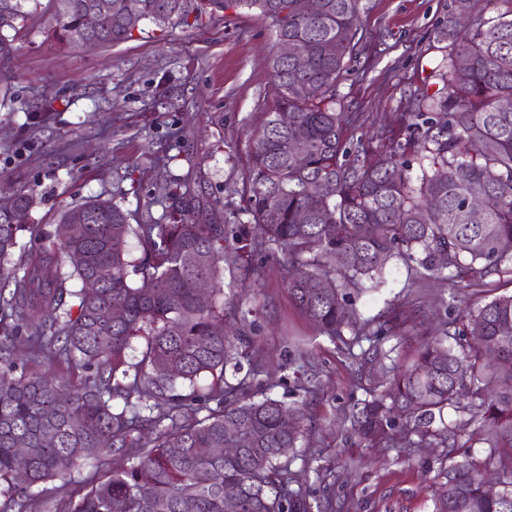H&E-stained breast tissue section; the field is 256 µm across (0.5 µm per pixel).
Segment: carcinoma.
Returning <instances> with one entry per match:
<instances>
[{
    "label": "carcinoma",
    "instance_id": "1",
    "mask_svg": "<svg viewBox=\"0 0 512 512\" xmlns=\"http://www.w3.org/2000/svg\"><path fill=\"white\" fill-rule=\"evenodd\" d=\"M50 2L49 36L71 49L118 45L144 21L193 27L230 6L255 8L275 41L293 42L304 64L271 53L276 105L250 156L246 221L234 213L222 223L199 222L198 196L181 178L163 221L131 224L115 202L91 198L60 217L63 224L89 214L83 234L58 230L50 246L21 242L36 231L33 190L18 189L12 211H0V480L23 471L30 487L137 447L136 464L109 471L61 512H225L229 489L238 492L237 512H336L332 499L313 505L292 487L288 451L306 433L304 407L254 400L246 379L224 380L255 331L251 311L222 299L224 270L244 283L249 261L272 258L319 334L334 340L354 329L369 342L361 370L385 376L383 390L352 408V435L367 447L403 440L411 448H453L478 421L488 432L486 458L440 470L433 512H512V293L435 326L400 310L359 326L351 301V291L380 284L395 256L453 288L512 276V110L499 108L512 101V0H499L505 10L488 19L489 0H459L440 21L448 56L411 94V109L385 136L377 163L366 142L344 140V113L336 110L361 0H320L315 14L305 0H138L137 13L127 0ZM91 10L100 19L94 42L86 37ZM487 197L492 208L473 216L472 205ZM132 237L142 247L138 258L128 248ZM114 306L125 312L119 322L110 318ZM412 330L423 343L411 364L399 365L385 343ZM134 336L145 337V346L127 382ZM35 358L63 372L29 375ZM202 375L212 377L205 393H179ZM447 408L460 418L432 430ZM237 434L249 447L230 457L212 453L232 447ZM23 442L32 453L19 451ZM489 468L501 483L494 496L481 490Z\"/></svg>",
    "mask_w": 512,
    "mask_h": 512
}]
</instances>
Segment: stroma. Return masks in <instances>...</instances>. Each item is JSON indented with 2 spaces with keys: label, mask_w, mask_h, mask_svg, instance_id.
Listing matches in <instances>:
<instances>
[{
  "label": "stroma",
  "mask_w": 512,
  "mask_h": 512,
  "mask_svg": "<svg viewBox=\"0 0 512 512\" xmlns=\"http://www.w3.org/2000/svg\"><path fill=\"white\" fill-rule=\"evenodd\" d=\"M451 3L362 0L349 70L336 86L338 108L358 117L345 128L348 140L398 126L411 90L446 53L435 29ZM27 10L8 32L16 52L0 67V194L35 190L38 242L51 244L61 213L91 197L115 199L135 224L159 219L176 177H189L200 199H219L224 212L243 210L249 155L275 98L274 36L258 10L229 8L198 28L161 29L147 21L123 43L75 51L48 41V0H29ZM163 84L170 89L165 105L157 96ZM48 102L54 110L38 124L34 116ZM177 130L182 158L163 164ZM382 279L356 298L361 319L397 306L441 317L488 298V285L451 288L397 258ZM244 290L259 307L255 343L243 354L258 367L254 383L308 407V429L289 457L310 501L333 497L341 512H433L434 478L449 457L484 460L487 443L476 424L451 450L354 443L345 413L370 388L356 360L361 345L319 335L292 303L276 261L256 265L248 287L225 278V297ZM135 457H111L103 467L90 460L65 478L27 488L28 508L49 512Z\"/></svg>",
  "instance_id": "stroma-1"
}]
</instances>
